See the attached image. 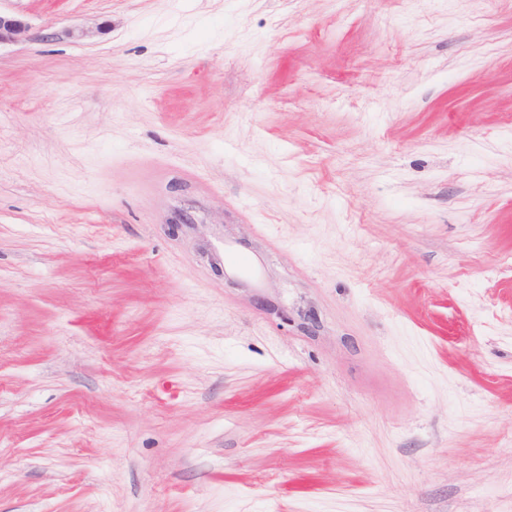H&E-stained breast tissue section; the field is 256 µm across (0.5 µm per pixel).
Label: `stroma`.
<instances>
[{
  "mask_svg": "<svg viewBox=\"0 0 512 512\" xmlns=\"http://www.w3.org/2000/svg\"><path fill=\"white\" fill-rule=\"evenodd\" d=\"M0 9V512H512V0ZM33 32L32 25L23 17L0 9V45L2 43H22L35 38L49 41L57 37V33Z\"/></svg>",
  "mask_w": 512,
  "mask_h": 512,
  "instance_id": "35a3bbf8",
  "label": "stroma"
}]
</instances>
